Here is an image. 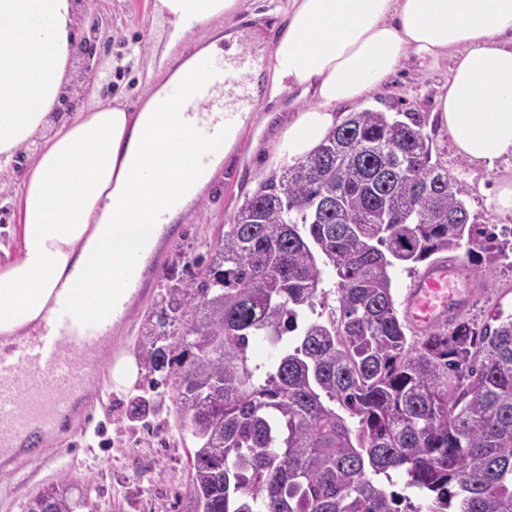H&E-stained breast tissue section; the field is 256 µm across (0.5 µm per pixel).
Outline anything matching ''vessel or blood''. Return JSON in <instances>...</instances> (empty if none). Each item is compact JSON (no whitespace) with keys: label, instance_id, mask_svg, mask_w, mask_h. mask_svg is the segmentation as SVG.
<instances>
[{"label":"vessel or blood","instance_id":"vessel-or-blood-1","mask_svg":"<svg viewBox=\"0 0 512 512\" xmlns=\"http://www.w3.org/2000/svg\"><path fill=\"white\" fill-rule=\"evenodd\" d=\"M262 58H206L200 68L208 79L200 97L180 85L171 97L187 114H201L198 141L222 136L225 128L248 124L257 100L247 86L248 69ZM220 113L221 121L211 120ZM470 301L467 287L458 283L454 266L438 262L417 274L405 298V315L417 328L427 329L464 313ZM124 303L115 302L103 318L78 314L75 298H55L48 312L31 330L15 338L8 354L0 355V463L17 457L40 458L43 435L71 422L86 390L90 374L112 339L114 319L124 316Z\"/></svg>","mask_w":512,"mask_h":512}]
</instances>
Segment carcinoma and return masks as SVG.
<instances>
[{"mask_svg": "<svg viewBox=\"0 0 512 512\" xmlns=\"http://www.w3.org/2000/svg\"><path fill=\"white\" fill-rule=\"evenodd\" d=\"M416 113L351 112L309 156L263 180L169 291L184 331L146 324L142 367L163 373L197 440L194 512H402L376 476L429 500L412 512H512V317L462 315L410 340L391 269L469 246L485 276L504 247L476 222ZM338 306L324 320L323 274ZM274 350L249 363L250 343ZM77 512L51 484L27 512Z\"/></svg>", "mask_w": 512, "mask_h": 512, "instance_id": "carcinoma-1", "label": "carcinoma"}]
</instances>
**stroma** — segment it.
Segmentation results:
<instances>
[{"instance_id": "stroma-1", "label": "stroma", "mask_w": 512, "mask_h": 512, "mask_svg": "<svg viewBox=\"0 0 512 512\" xmlns=\"http://www.w3.org/2000/svg\"><path fill=\"white\" fill-rule=\"evenodd\" d=\"M287 0H246L239 16L202 26L194 37L172 43L170 27L157 0H85L76 32L78 40L92 37L97 20L108 21L110 37L98 40L94 55L100 80L82 73V60L72 56L69 99L51 112L45 128L23 146L12 162L0 169V265L17 257L22 246L19 185L36 159L42 142L58 130L74 109L119 104L138 111L152 81L165 72L164 48L173 54L192 53L214 30L235 31L241 48L261 41L273 48L280 23L277 12ZM451 61L409 59L383 86L373 91L365 108L381 112H416L432 141V156L463 182L465 201L478 223L512 227V212L497 210L492 199L502 180L512 179V159L492 167H475L456 156L448 132L436 112V98L448 78ZM254 121L242 128L237 141L196 204L172 224L168 237L147 260L141 288L129 300L126 320L114 323L107 356L137 354L144 341V319L164 307L166 290L188 280L189 260L206 264L210 246L225 224L259 182L287 167L281 151L282 133L289 118L312 105L311 96L295 89L276 99L259 93ZM471 287L469 318L484 322L489 315L512 316V266L501 263L491 274H471L464 250L449 253ZM136 388L113 389L106 365H99L83 397L77 418L46 437L40 459L19 457L0 467V512H24L30 496L41 486L60 479L83 489L95 512H193L189 499V457L196 441L180 426L171 389L152 392L155 409L133 421L129 414Z\"/></svg>"}]
</instances>
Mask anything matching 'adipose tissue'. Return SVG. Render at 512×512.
<instances>
[{
    "label": "adipose tissue",
    "instance_id": "adipose-tissue-1",
    "mask_svg": "<svg viewBox=\"0 0 512 512\" xmlns=\"http://www.w3.org/2000/svg\"><path fill=\"white\" fill-rule=\"evenodd\" d=\"M243 0H159L175 32L231 18ZM79 0H0V164L42 130L67 89ZM286 22L262 78L270 95L295 87L314 103L288 123L289 158L314 152L354 105L412 57L453 65L438 97L457 155L480 167L512 156V0H288ZM214 36L179 56L140 111L79 110L47 138L21 185L22 247L0 265V335L35 325L63 289H81L106 316L125 298V263L158 242L157 212L175 221L203 192L239 131L199 144L194 119L170 96L203 80L204 57L236 56ZM210 162L197 169L195 156Z\"/></svg>",
    "mask_w": 512,
    "mask_h": 512
}]
</instances>
